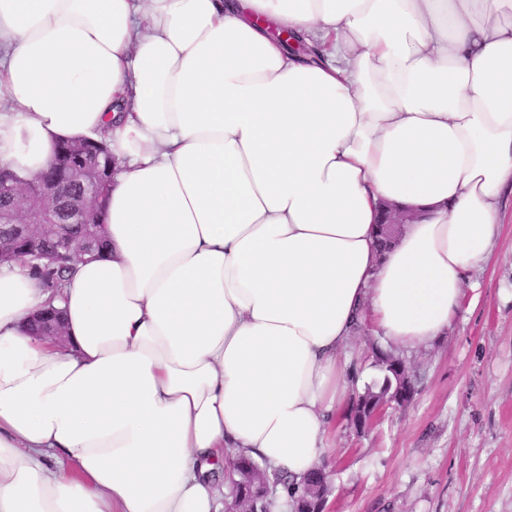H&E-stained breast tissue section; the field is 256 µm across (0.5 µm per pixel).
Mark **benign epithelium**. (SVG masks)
I'll list each match as a JSON object with an SVG mask.
<instances>
[{
	"instance_id": "1",
	"label": "benign epithelium",
	"mask_w": 512,
	"mask_h": 512,
	"mask_svg": "<svg viewBox=\"0 0 512 512\" xmlns=\"http://www.w3.org/2000/svg\"><path fill=\"white\" fill-rule=\"evenodd\" d=\"M112 157L104 146L94 140L69 139L56 151L48 164L47 172L34 177V202L27 218L15 222L0 233V267L22 252L34 260H41L52 254L60 260H69L84 247L81 240L63 232L57 222V215L64 203L61 186L67 182L80 183L85 192L76 201L69 203L70 218L81 224L91 215L95 207L98 190L110 180ZM411 216L391 209L379 225V233L392 240L400 235L402 226L409 223ZM41 332L60 338L65 335L64 323L59 312L53 310L34 319ZM402 387L398 402L406 405L414 398L410 373L400 368ZM326 495L303 494L295 500L294 512H326Z\"/></svg>"
}]
</instances>
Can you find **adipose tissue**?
<instances>
[{
	"label": "adipose tissue",
	"mask_w": 512,
	"mask_h": 512,
	"mask_svg": "<svg viewBox=\"0 0 512 512\" xmlns=\"http://www.w3.org/2000/svg\"><path fill=\"white\" fill-rule=\"evenodd\" d=\"M77 137L108 248L54 298L0 268V512H224L229 458L320 469L355 325L432 345L485 267L512 0H0V166ZM385 203L418 216L381 258Z\"/></svg>",
	"instance_id": "obj_1"
}]
</instances>
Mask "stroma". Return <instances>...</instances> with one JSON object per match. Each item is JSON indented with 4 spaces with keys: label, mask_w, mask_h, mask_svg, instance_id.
I'll return each instance as SVG.
<instances>
[{
    "label": "stroma",
    "mask_w": 512,
    "mask_h": 512,
    "mask_svg": "<svg viewBox=\"0 0 512 512\" xmlns=\"http://www.w3.org/2000/svg\"><path fill=\"white\" fill-rule=\"evenodd\" d=\"M439 344L403 351L417 394L324 457L329 512H512V220Z\"/></svg>",
    "instance_id": "stroma-1"
}]
</instances>
